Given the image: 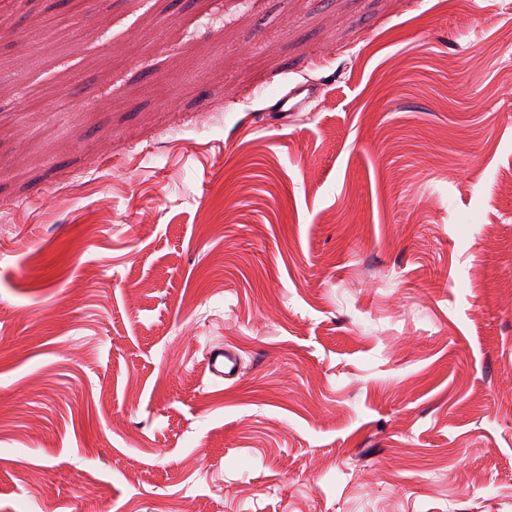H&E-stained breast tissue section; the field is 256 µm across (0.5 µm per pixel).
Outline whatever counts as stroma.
<instances>
[{
    "instance_id": "35a3bbf8",
    "label": "stroma",
    "mask_w": 512,
    "mask_h": 512,
    "mask_svg": "<svg viewBox=\"0 0 512 512\" xmlns=\"http://www.w3.org/2000/svg\"><path fill=\"white\" fill-rule=\"evenodd\" d=\"M60 13L0 0V512H512V0ZM313 96L310 84L298 83L276 102L278 112H299ZM210 372L225 381L236 382L240 374V357L232 348L217 346L207 356Z\"/></svg>"
}]
</instances>
